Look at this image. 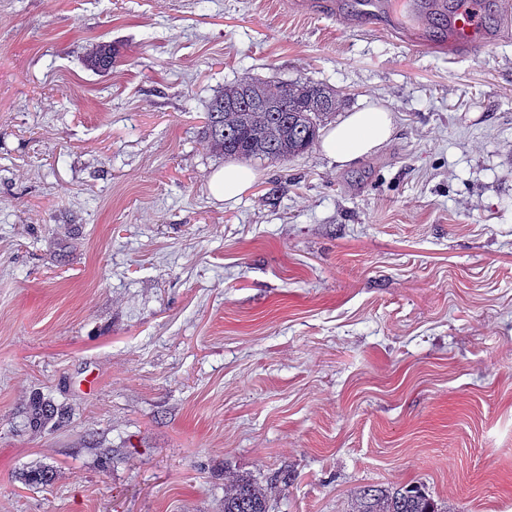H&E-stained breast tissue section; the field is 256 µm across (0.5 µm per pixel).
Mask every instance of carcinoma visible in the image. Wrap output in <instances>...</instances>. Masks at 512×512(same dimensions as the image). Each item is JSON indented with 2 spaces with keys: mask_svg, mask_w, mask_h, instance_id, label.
<instances>
[{
  "mask_svg": "<svg viewBox=\"0 0 512 512\" xmlns=\"http://www.w3.org/2000/svg\"><path fill=\"white\" fill-rule=\"evenodd\" d=\"M112 45L99 43L84 57L87 69H112ZM339 91L307 80L270 82L251 79L230 83L206 106L204 135L213 150L245 162L286 163L307 153L319 129L342 105ZM275 487L233 476L224 488V512H269ZM353 512H445L419 485L367 486Z\"/></svg>",
  "mask_w": 512,
  "mask_h": 512,
  "instance_id": "cac0c4a2",
  "label": "carcinoma"
}]
</instances>
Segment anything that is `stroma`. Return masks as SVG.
Wrapping results in <instances>:
<instances>
[{"label":"stroma","instance_id":"35a3bbf8","mask_svg":"<svg viewBox=\"0 0 512 512\" xmlns=\"http://www.w3.org/2000/svg\"><path fill=\"white\" fill-rule=\"evenodd\" d=\"M345 2L0 0V512H224L228 472L291 474L273 512H512V41L414 51ZM248 77L396 133L218 200L204 111ZM112 45L99 43L92 47L84 57V65L87 69L105 73L112 69L115 63L116 53ZM352 512H447L419 485L401 488L367 486Z\"/></svg>","mask_w":512,"mask_h":512}]
</instances>
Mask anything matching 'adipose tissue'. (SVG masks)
<instances>
[{
  "label": "adipose tissue",
  "instance_id": "ef3b65f1",
  "mask_svg": "<svg viewBox=\"0 0 512 512\" xmlns=\"http://www.w3.org/2000/svg\"><path fill=\"white\" fill-rule=\"evenodd\" d=\"M395 131L393 114L384 104H371L348 113L332 127L320 144L322 154L345 167L380 150Z\"/></svg>",
  "mask_w": 512,
  "mask_h": 512
}]
</instances>
